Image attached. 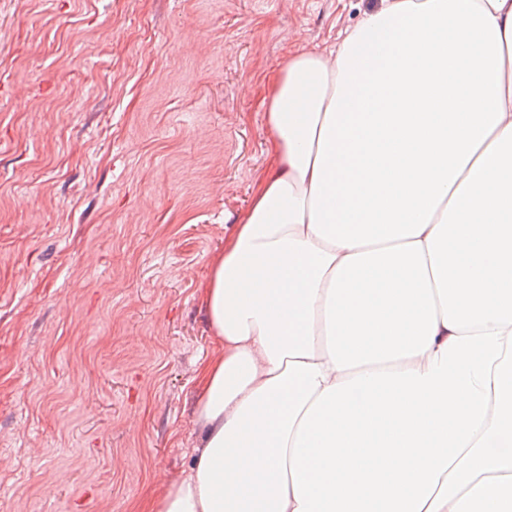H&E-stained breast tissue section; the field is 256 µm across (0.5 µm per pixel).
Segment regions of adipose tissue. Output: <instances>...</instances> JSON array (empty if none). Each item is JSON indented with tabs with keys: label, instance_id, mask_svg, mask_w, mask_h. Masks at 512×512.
Masks as SVG:
<instances>
[{
	"label": "adipose tissue",
	"instance_id": "adipose-tissue-1",
	"mask_svg": "<svg viewBox=\"0 0 512 512\" xmlns=\"http://www.w3.org/2000/svg\"><path fill=\"white\" fill-rule=\"evenodd\" d=\"M199 290L202 452L140 512L512 505V0H380L289 54Z\"/></svg>",
	"mask_w": 512,
	"mask_h": 512
}]
</instances>
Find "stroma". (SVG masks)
Returning a JSON list of instances; mask_svg holds the SVG:
<instances>
[{
	"instance_id": "1",
	"label": "stroma",
	"mask_w": 512,
	"mask_h": 512,
	"mask_svg": "<svg viewBox=\"0 0 512 512\" xmlns=\"http://www.w3.org/2000/svg\"><path fill=\"white\" fill-rule=\"evenodd\" d=\"M377 3L0 0V512H134L186 476L263 78Z\"/></svg>"
}]
</instances>
